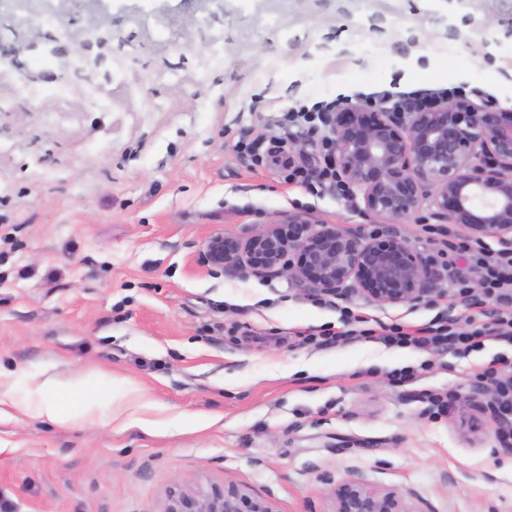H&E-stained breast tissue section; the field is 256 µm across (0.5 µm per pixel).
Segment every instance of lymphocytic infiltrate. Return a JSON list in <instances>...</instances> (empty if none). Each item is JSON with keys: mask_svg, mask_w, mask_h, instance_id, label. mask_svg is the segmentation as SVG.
<instances>
[{"mask_svg": "<svg viewBox=\"0 0 512 512\" xmlns=\"http://www.w3.org/2000/svg\"><path fill=\"white\" fill-rule=\"evenodd\" d=\"M456 249L478 275L484 295L495 301L492 312L478 309L471 296L469 280L452 271L448 282L459 314L451 315L442 310L428 323L415 328L383 322L368 328L363 316L345 307L341 310L343 330H320L314 335V342L328 346L365 338L388 347L449 351L459 357L483 350L490 341L512 345V244L494 250L476 238L458 243ZM483 376L494 387V404L499 415L505 419L512 417V356L497 355Z\"/></svg>", "mask_w": 512, "mask_h": 512, "instance_id": "f902f5d3", "label": "lymphocytic infiltrate"}]
</instances>
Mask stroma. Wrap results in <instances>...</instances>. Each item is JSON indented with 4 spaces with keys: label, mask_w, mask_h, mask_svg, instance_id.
<instances>
[{
    "label": "stroma",
    "mask_w": 512,
    "mask_h": 512,
    "mask_svg": "<svg viewBox=\"0 0 512 512\" xmlns=\"http://www.w3.org/2000/svg\"><path fill=\"white\" fill-rule=\"evenodd\" d=\"M512 0H0V393L46 376L65 410L110 393L115 412L0 424L6 512H162L192 481L237 485L276 512H328L353 478L411 512H512V453L479 374L512 346L458 358L370 339L318 347L341 307L416 326L446 308L353 293L317 305L284 272L203 260L291 211L369 237L361 195L309 193L331 131L288 112L392 108L451 89L512 107ZM457 37H449V27ZM271 147L243 164L240 141ZM430 202L397 223L438 248ZM417 370L403 384L390 371ZM454 394L433 414L424 391ZM155 423L151 432L137 419Z\"/></svg>",
    "instance_id": "obj_1"
}]
</instances>
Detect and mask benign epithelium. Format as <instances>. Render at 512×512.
Returning a JSON list of instances; mask_svg holds the SVG:
<instances>
[{
  "label": "benign epithelium",
  "mask_w": 512,
  "mask_h": 512,
  "mask_svg": "<svg viewBox=\"0 0 512 512\" xmlns=\"http://www.w3.org/2000/svg\"><path fill=\"white\" fill-rule=\"evenodd\" d=\"M407 116L363 105L330 114L339 174L361 193L363 210L388 222L373 238L312 226L305 212H290L243 240L213 234L205 262L247 275L290 273L324 295L358 292L379 304H403L436 293V273L406 244L393 222L424 200L450 224L474 236L512 237V109H494L465 96ZM291 226L289 232L281 225ZM163 512H275L266 500L238 486L195 482L169 492ZM331 512H412L402 495L356 480L332 491Z\"/></svg>",
  "instance_id": "obj_1"
}]
</instances>
